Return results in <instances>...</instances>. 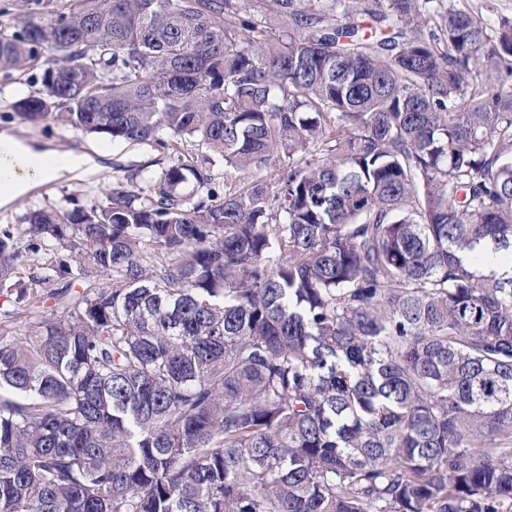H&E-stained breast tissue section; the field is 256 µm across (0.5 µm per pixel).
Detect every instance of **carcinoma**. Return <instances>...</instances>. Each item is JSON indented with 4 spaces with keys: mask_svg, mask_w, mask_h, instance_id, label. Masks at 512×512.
Instances as JSON below:
<instances>
[{
    "mask_svg": "<svg viewBox=\"0 0 512 512\" xmlns=\"http://www.w3.org/2000/svg\"><path fill=\"white\" fill-rule=\"evenodd\" d=\"M261 2L0 20L18 117L169 159L0 229V512H512V25ZM478 249L484 255V261L477 267L484 274H495L497 277H509L512 275V265L506 264L503 252H494L489 245H479Z\"/></svg>",
    "mask_w": 512,
    "mask_h": 512,
    "instance_id": "carcinoma-1",
    "label": "carcinoma"
}]
</instances>
